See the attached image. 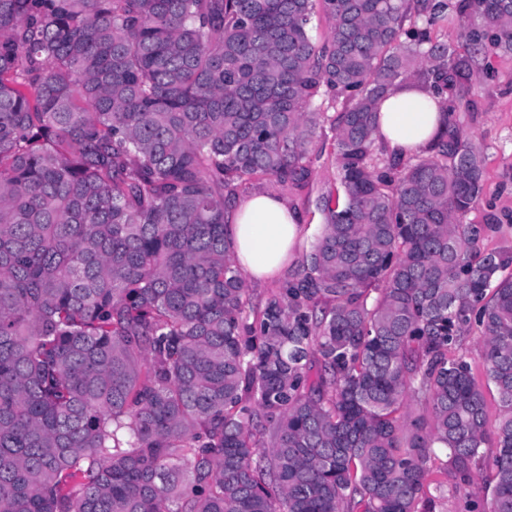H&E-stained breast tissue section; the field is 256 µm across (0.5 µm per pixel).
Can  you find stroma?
<instances>
[{
  "instance_id": "1",
  "label": "stroma",
  "mask_w": 512,
  "mask_h": 512,
  "mask_svg": "<svg viewBox=\"0 0 512 512\" xmlns=\"http://www.w3.org/2000/svg\"><path fill=\"white\" fill-rule=\"evenodd\" d=\"M489 76H477L469 89L472 102L469 111L458 113L457 118L485 158L486 179L482 199L468 216L477 224L500 225V232L491 234L486 248H512V56L491 55L483 59ZM333 132L322 126L320 138L307 159L309 178L301 185L285 192L289 205L305 217L300 243L283 267V274H293L303 257L309 253L318 236L323 215L318 207L322 196L336 191V170L332 164ZM445 455L432 459L431 466L438 472L437 479L449 487V494L434 496L429 512H467V504H474V512H489L490 502L484 488L493 480L494 473L485 468L474 472L469 483H460L452 474H444Z\"/></svg>"
}]
</instances>
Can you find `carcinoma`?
Returning <instances> with one entry per match:
<instances>
[{"label": "carcinoma", "instance_id": "1", "mask_svg": "<svg viewBox=\"0 0 512 512\" xmlns=\"http://www.w3.org/2000/svg\"><path fill=\"white\" fill-rule=\"evenodd\" d=\"M490 49L512 0H0V512H426L437 445L512 512V251L456 118ZM401 89L443 114L409 158ZM338 101L342 201L255 305L226 203L305 181ZM441 118L432 97L417 91L391 92L378 103L377 143L398 156L422 152L436 141ZM483 336L475 326L471 329L469 334L466 336L464 340V348L468 352L469 362L472 365L473 372L476 377L482 382L484 385L485 396L487 400V411L490 425H494L499 414H500V406H499V398L495 388L490 385V387H486L485 385V377L483 376L482 369V359H481V347H482Z\"/></svg>", "mask_w": 512, "mask_h": 512}]
</instances>
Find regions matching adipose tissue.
Listing matches in <instances>:
<instances>
[{
	"label": "adipose tissue",
	"mask_w": 512,
	"mask_h": 512,
	"mask_svg": "<svg viewBox=\"0 0 512 512\" xmlns=\"http://www.w3.org/2000/svg\"><path fill=\"white\" fill-rule=\"evenodd\" d=\"M441 118L432 97L417 91L391 92L378 103L379 141L399 156L424 151L436 141ZM224 221L238 266L256 281L271 277L288 261L304 226L301 212L269 191L232 203Z\"/></svg>",
	"instance_id": "ef3b65f1"
}]
</instances>
